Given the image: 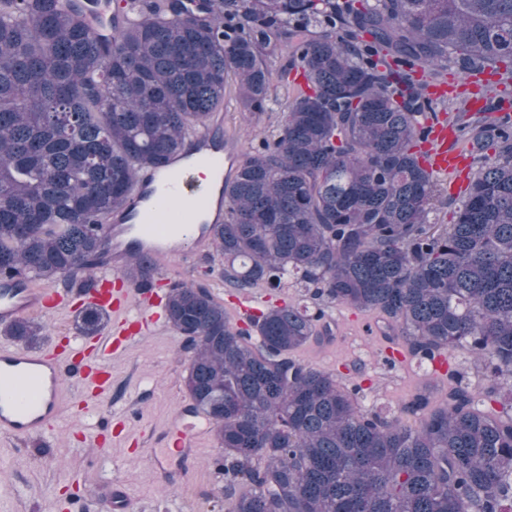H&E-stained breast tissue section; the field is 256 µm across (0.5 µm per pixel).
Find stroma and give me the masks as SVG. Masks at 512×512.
Wrapping results in <instances>:
<instances>
[{"label": "stroma", "mask_w": 512, "mask_h": 512, "mask_svg": "<svg viewBox=\"0 0 512 512\" xmlns=\"http://www.w3.org/2000/svg\"><path fill=\"white\" fill-rule=\"evenodd\" d=\"M290 54L282 44L263 53L272 85L261 113L245 111L235 83L225 87L224 110L212 123L226 142L243 149L278 134L288 100L299 89V72L283 69ZM223 268L214 246L199 242L165 259L157 271L171 283L206 286L223 304L229 323L239 327L243 295L225 283ZM309 306L324 311L333 337L310 341L298 358L333 373L344 387L360 386L362 408L395 414L420 386L438 385L433 363L389 362L385 325L377 312L322 299L310 300ZM190 355L184 338L167 323L113 360L112 394L88 413L124 412L125 440L101 446L65 427L23 441L0 435V512H109L108 488L116 479L128 488L131 512H224V476L214 464L220 448L212 432L201 434L198 474L190 485L158 481L150 463L134 451L139 443L156 447L173 415L188 403L184 378Z\"/></svg>", "instance_id": "1"}]
</instances>
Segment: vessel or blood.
<instances>
[{"mask_svg":"<svg viewBox=\"0 0 512 512\" xmlns=\"http://www.w3.org/2000/svg\"><path fill=\"white\" fill-rule=\"evenodd\" d=\"M89 7L97 20V32L110 36V0H90ZM455 137L448 124L434 125L426 144L430 158L425 162L430 171L450 175L449 190L454 195L459 194L460 174L467 171L471 161L466 149L449 147V140ZM170 169V181L163 194L147 198L150 181L141 178L126 209L114 216L110 228L113 265L101 270L91 287L61 293L32 287L23 279L0 283V326L26 313L65 309L72 297L111 318L110 328L88 341L70 336L65 344L49 345L35 352L0 346V434L27 439L52 433L72 405L63 386L64 378L75 380L81 392L97 399L108 397L112 392L113 358L125 353L162 321L165 297L160 292L161 281H154L149 287L137 285L124 276L122 262L139 243L147 246L155 261L177 253L180 242L168 239L174 229L170 221L174 206L210 197V185L195 168L175 162ZM197 435V430L172 420L162 448L150 451L154 474L170 479V463L176 460L180 463L179 480L192 479L197 471Z\"/></svg>","mask_w":512,"mask_h":512,"instance_id":"1","label":"vessel or blood"}]
</instances>
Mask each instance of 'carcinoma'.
Listing matches in <instances>:
<instances>
[{"label":"carcinoma","instance_id":"cac0c4a2","mask_svg":"<svg viewBox=\"0 0 512 512\" xmlns=\"http://www.w3.org/2000/svg\"><path fill=\"white\" fill-rule=\"evenodd\" d=\"M110 24L99 37L84 0H0V280L91 281L141 172L202 150L188 134L224 108L228 77L262 110L260 51L288 43L309 90L224 178L230 219L201 226L224 281L292 277L382 313L414 358L465 348L484 383L450 366L448 387L425 386L398 415L364 410L295 356L330 335L322 311L285 305L235 328L207 288L174 283L167 317L191 349L185 386L220 444L227 512H512V114H456L485 157L438 230L415 78L512 75V0H130ZM153 271L144 255L126 262L133 279ZM104 324L88 307L75 329ZM46 332L30 318L0 328L27 349Z\"/></svg>","mask_w":512,"mask_h":512}]
</instances>
